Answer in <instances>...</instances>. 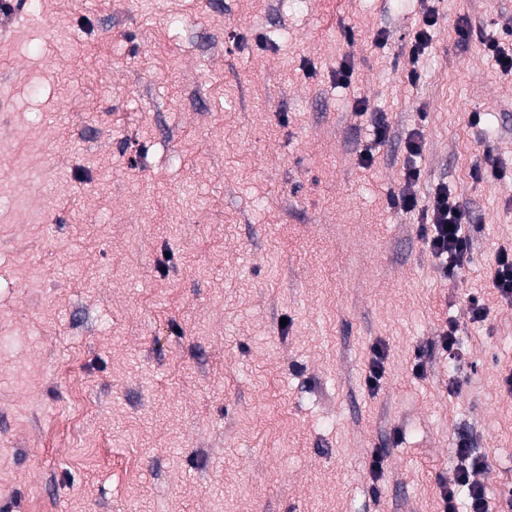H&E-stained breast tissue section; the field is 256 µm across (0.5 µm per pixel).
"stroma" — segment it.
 Wrapping results in <instances>:
<instances>
[{
	"label": "stroma",
	"instance_id": "1",
	"mask_svg": "<svg viewBox=\"0 0 512 512\" xmlns=\"http://www.w3.org/2000/svg\"><path fill=\"white\" fill-rule=\"evenodd\" d=\"M510 28L512 0H0V512H442L462 441L502 512ZM415 128L420 204L472 216L448 278L391 204ZM495 271L493 275V288L501 298L512 301V252L507 250L498 252L495 258Z\"/></svg>",
	"mask_w": 512,
	"mask_h": 512
}]
</instances>
